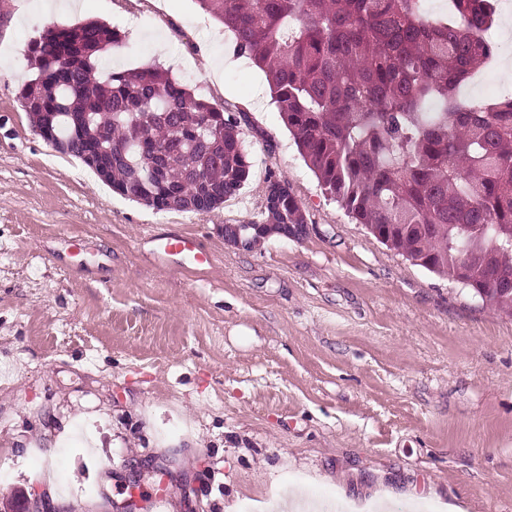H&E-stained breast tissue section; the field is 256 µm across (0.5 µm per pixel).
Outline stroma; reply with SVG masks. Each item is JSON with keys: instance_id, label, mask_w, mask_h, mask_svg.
Segmentation results:
<instances>
[{"instance_id": "stroma-1", "label": "stroma", "mask_w": 512, "mask_h": 512, "mask_svg": "<svg viewBox=\"0 0 512 512\" xmlns=\"http://www.w3.org/2000/svg\"><path fill=\"white\" fill-rule=\"evenodd\" d=\"M118 27L120 69L161 66L244 111L253 164L211 213L156 211L37 135L19 101L45 29ZM197 0H0V501L61 512H265L301 489L355 512H512V316L387 250L327 200L247 60ZM308 213L244 249L266 178ZM195 236L202 266L158 262ZM158 257L169 260L171 257H185L191 263L200 265L208 261L207 253L201 248L197 239L189 236L164 238L158 245ZM7 510L4 512H52L50 510L48 495L43 493H33L31 497L24 495V497L16 500L13 510L7 503Z\"/></svg>"}]
</instances>
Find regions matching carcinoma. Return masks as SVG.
Instances as JSON below:
<instances>
[{"label": "carcinoma", "mask_w": 512, "mask_h": 512, "mask_svg": "<svg viewBox=\"0 0 512 512\" xmlns=\"http://www.w3.org/2000/svg\"><path fill=\"white\" fill-rule=\"evenodd\" d=\"M264 75L325 197L388 250L512 313V93L481 103L458 89L493 56L497 0H198ZM121 33L98 21L48 28L27 48L47 143L96 170L124 198L166 211H215L252 162L243 111L218 109L159 67L95 78ZM236 228L253 249L306 224L292 191Z\"/></svg>", "instance_id": "cac0c4a2"}]
</instances>
